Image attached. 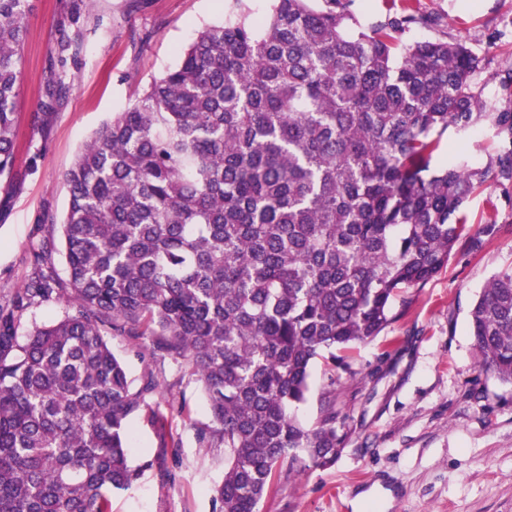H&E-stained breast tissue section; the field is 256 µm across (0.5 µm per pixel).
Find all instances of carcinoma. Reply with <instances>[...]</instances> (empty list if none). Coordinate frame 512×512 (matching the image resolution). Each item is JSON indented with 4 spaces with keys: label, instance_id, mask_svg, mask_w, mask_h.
<instances>
[{
    "label": "carcinoma",
    "instance_id": "carcinoma-1",
    "mask_svg": "<svg viewBox=\"0 0 512 512\" xmlns=\"http://www.w3.org/2000/svg\"><path fill=\"white\" fill-rule=\"evenodd\" d=\"M325 3L274 0L263 21L201 28L78 152L33 276L0 302V512H108L136 480L128 422L156 382L133 386L109 332L154 337L202 386L216 424L202 441L224 445L219 512H256L277 474L335 463L336 413L313 427L289 413L312 361L344 366L395 320L400 290L448 263L466 198L490 176L512 183V147L434 169L441 137L486 122L512 141V112L472 91L463 43L402 42L426 22L411 4L364 26ZM29 9L0 0L1 188ZM57 43L77 50L64 23ZM69 90L50 74L35 123ZM496 233L490 218L472 248ZM51 298L63 317L19 341L20 313ZM469 328L482 371L512 385V269L481 290Z\"/></svg>",
    "mask_w": 512,
    "mask_h": 512
}]
</instances>
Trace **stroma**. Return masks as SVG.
Here are the masks:
<instances>
[{
    "mask_svg": "<svg viewBox=\"0 0 512 512\" xmlns=\"http://www.w3.org/2000/svg\"><path fill=\"white\" fill-rule=\"evenodd\" d=\"M32 0L17 99L15 171L0 190V298L30 279L40 220L61 215L63 175L83 144L125 110L154 78L173 67L200 28L267 18L272 0ZM426 25L407 29L406 43L463 41L479 64L474 92L495 97L512 112V0H414ZM68 22L80 50L64 67L71 90L44 128L40 112L49 66L57 56L56 27ZM505 146L488 124L464 138L445 133L434 167L449 154L478 167ZM469 226L495 219L499 230L477 253L467 241L447 265L393 302L396 320L357 345L348 368L330 382L324 360L311 366L310 391L294 414L314 426L336 409L344 447L327 469L280 474L259 512H512V385L476 367L469 310L497 272L512 268V186L488 181L465 203ZM129 376H152L155 392L131 418V463L140 475L112 493L111 512H215L212 488L224 476V451L207 447L200 431L211 423L206 397L189 372L154 352L149 337H110ZM178 445H171V438Z\"/></svg>",
    "mask_w": 512,
    "mask_h": 512,
    "instance_id": "35a3bbf8",
    "label": "stroma"
}]
</instances>
